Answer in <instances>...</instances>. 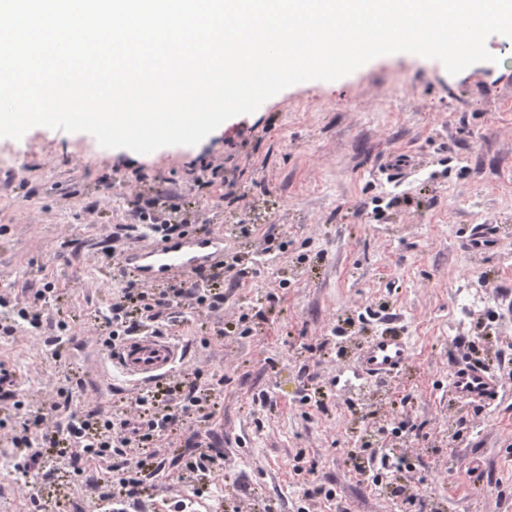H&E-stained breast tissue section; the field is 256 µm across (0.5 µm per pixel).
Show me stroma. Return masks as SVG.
<instances>
[{"label": "stroma", "mask_w": 512, "mask_h": 512, "mask_svg": "<svg viewBox=\"0 0 512 512\" xmlns=\"http://www.w3.org/2000/svg\"><path fill=\"white\" fill-rule=\"evenodd\" d=\"M486 47L495 62L456 75L397 53L288 87L194 146L138 154L42 126L0 138L13 157L0 167V364L16 390L0 398L6 437L22 431L14 401L36 411L59 392L74 411L137 418V387L107 371L105 317L140 243L134 209L151 200L190 237H223L246 273L213 283L223 310L182 312L165 330L184 358L162 385L206 392V417L187 426L221 465L143 469L128 512L178 500L196 512H512V38ZM218 158L223 181L195 188ZM268 239L277 251L258 257ZM468 284L488 308L462 309ZM32 305L41 328H17ZM390 321L410 338L408 366L382 393L346 389L342 371ZM455 357L496 374L497 405L453 397ZM378 451L414 466L387 493L358 470ZM119 476L107 460L67 469L46 448L38 496L19 470L0 475V512H93Z\"/></svg>", "instance_id": "obj_1"}]
</instances>
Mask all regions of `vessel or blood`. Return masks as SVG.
Returning <instances> with one entry per match:
<instances>
[{
  "label": "vessel or blood",
  "instance_id": "b4317fda",
  "mask_svg": "<svg viewBox=\"0 0 512 512\" xmlns=\"http://www.w3.org/2000/svg\"><path fill=\"white\" fill-rule=\"evenodd\" d=\"M129 257L138 262L145 283L155 281L156 273L175 278L198 266L212 267L224 260V242L217 237L205 241L188 239L179 245L151 241L133 249ZM182 359L178 344L158 334L134 335L108 355L111 375L128 383L140 385L162 380L169 376ZM409 340L397 329H385L370 338L356 352L359 381H382L394 377L409 363ZM452 393L467 404L487 407L500 396V382L486 366L468 360L450 363Z\"/></svg>",
  "mask_w": 512,
  "mask_h": 512
}]
</instances>
